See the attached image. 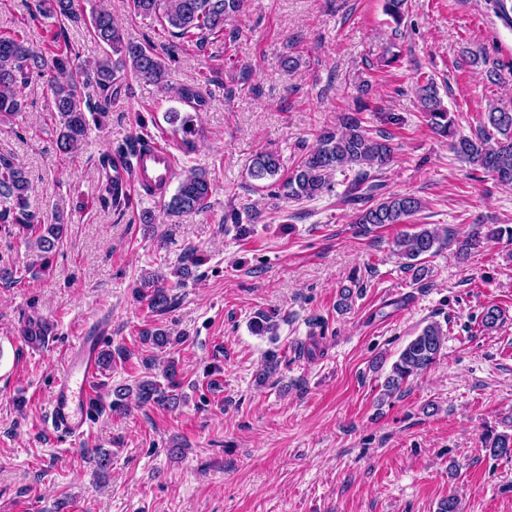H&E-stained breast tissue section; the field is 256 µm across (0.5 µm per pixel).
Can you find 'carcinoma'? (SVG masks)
I'll list each match as a JSON object with an SVG mask.
<instances>
[{
    "label": "carcinoma",
    "mask_w": 512,
    "mask_h": 512,
    "mask_svg": "<svg viewBox=\"0 0 512 512\" xmlns=\"http://www.w3.org/2000/svg\"><path fill=\"white\" fill-rule=\"evenodd\" d=\"M135 13L145 18H156L171 29L178 38L196 40L202 44L208 36L224 32L242 7V0H130ZM493 12L505 25L512 24V0H492ZM407 0H384V12L400 31L404 23ZM40 14L51 13L60 18H74V0H38L35 7ZM93 36L109 51L98 59L94 69L85 71L70 66L71 57L64 51L54 52L52 61L35 56L26 46L24 37L0 35V122L8 121L24 109L20 87L26 85L35 75L44 76V70L52 67L56 75L48 80V90L53 98L54 112L59 121L56 139L57 149L72 154L87 132V116L83 108L81 86L95 84L102 94L100 111L104 112L112 98L121 93L125 86V75L169 88V68L153 48L137 44L125 38L115 24L111 12L106 9L90 15ZM178 97L187 105L202 110L206 98L195 86L182 85L175 89ZM420 111L425 114L431 131L448 139L450 150L464 162L481 169L502 185H512V107L499 104L490 106L480 120L476 132L471 136L458 133L456 120L442 105L436 83L428 78L417 84ZM378 107L359 98L353 109L340 114L334 130L319 133L317 147L302 156L288 171L281 183L286 198L294 201L311 200L331 190V178L337 171L357 168L349 189L352 193L375 185L371 171L386 168L393 161L395 152L393 135L384 131L376 132L364 124L362 114L376 112ZM148 146L142 136L130 138L116 155L131 172L130 159ZM283 164L280 156L273 151L255 154L249 168L255 180L273 178L279 174ZM213 191V183L204 170H190L181 179L175 193L167 202V209L173 215L200 212L207 207ZM31 184L26 172L12 159L0 156V227H15L24 234H33L32 242L37 249L49 254L62 241L64 225L40 224L31 209ZM422 209L420 199L412 194H391L373 205L359 211L355 223L364 229L388 224H405ZM507 238L512 241V227L476 224L471 232L459 242L457 254L465 258L472 252L484 248L492 240ZM445 238L435 228L423 227L410 234L398 236L394 244L398 254L407 259L405 267L421 278L425 273L422 257L439 251ZM202 261L198 250L186 249L175 274L186 279L192 269ZM147 291L142 297L147 300L151 312L163 314L171 306L168 289L159 280L151 277L144 280ZM48 328L41 322H31L23 331V339L31 346L45 344ZM144 343L163 349L172 343L169 332L162 328L145 329L141 332ZM446 334L441 326L432 322L411 339L401 350L392 366V373L386 378L384 387L388 394L402 390L409 380L431 367L444 347ZM163 380L147 379L138 382L135 388L119 386L113 390L116 399L112 410L124 407L126 398L135 393L141 405L162 408L177 404L181 394L177 393L178 369L171 361L162 371ZM485 447L495 456L512 454V437L507 435L486 436Z\"/></svg>",
    "instance_id": "1"
}]
</instances>
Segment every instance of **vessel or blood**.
Here are the masks:
<instances>
[{"mask_svg":"<svg viewBox=\"0 0 512 512\" xmlns=\"http://www.w3.org/2000/svg\"><path fill=\"white\" fill-rule=\"evenodd\" d=\"M175 160L169 148L152 143L137 163L138 179L158 186L166 185L172 175ZM99 337H80L66 360V369L57 380L50 403L51 425L56 433L78 438L89 426L88 404L93 396V383L100 371L98 363Z\"/></svg>","mask_w":512,"mask_h":512,"instance_id":"1","label":"vessel or blood"}]
</instances>
